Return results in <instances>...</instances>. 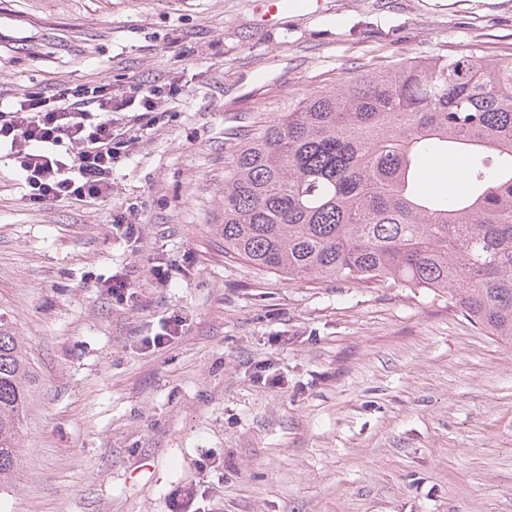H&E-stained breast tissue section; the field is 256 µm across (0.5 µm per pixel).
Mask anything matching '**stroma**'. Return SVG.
Returning <instances> with one entry per match:
<instances>
[{"label": "stroma", "mask_w": 512, "mask_h": 512, "mask_svg": "<svg viewBox=\"0 0 512 512\" xmlns=\"http://www.w3.org/2000/svg\"><path fill=\"white\" fill-rule=\"evenodd\" d=\"M255 6L0 0V100L178 89L108 197L34 204L0 162V309L37 375L0 512H512V345L422 289L288 281L218 230L229 133L402 58L511 55L512 0Z\"/></svg>", "instance_id": "35a3bbf8"}]
</instances>
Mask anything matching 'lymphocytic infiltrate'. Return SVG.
Listing matches in <instances>:
<instances>
[{
	"instance_id": "1",
	"label": "lymphocytic infiltrate",
	"mask_w": 512,
	"mask_h": 512,
	"mask_svg": "<svg viewBox=\"0 0 512 512\" xmlns=\"http://www.w3.org/2000/svg\"><path fill=\"white\" fill-rule=\"evenodd\" d=\"M160 92L142 83L132 95L118 97L106 85L87 83L0 101V153L15 162L30 200L107 196L124 152L163 121L156 110ZM125 111L131 119L117 126L113 113Z\"/></svg>"
}]
</instances>
